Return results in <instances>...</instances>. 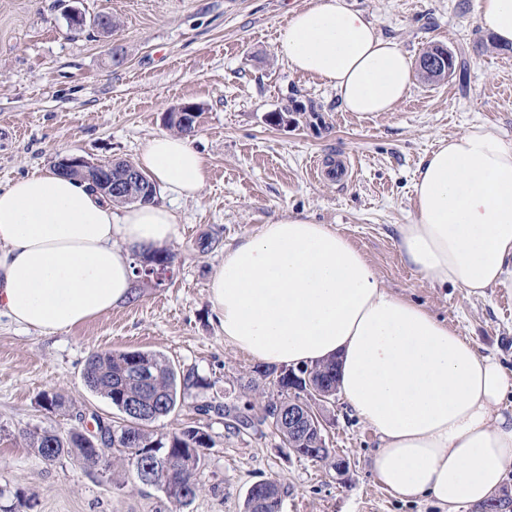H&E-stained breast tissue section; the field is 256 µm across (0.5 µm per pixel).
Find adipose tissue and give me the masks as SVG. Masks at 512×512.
<instances>
[{
  "label": "adipose tissue",
  "mask_w": 512,
  "mask_h": 512,
  "mask_svg": "<svg viewBox=\"0 0 512 512\" xmlns=\"http://www.w3.org/2000/svg\"><path fill=\"white\" fill-rule=\"evenodd\" d=\"M475 20L512 44V0H475ZM275 51L332 86L344 111L391 112L413 80L407 55L343 0H310ZM137 166L166 193L199 195L207 164L191 137H152ZM416 218L397 228L403 261L431 285L472 294L512 286V146L485 126L423 160ZM158 203L120 209L88 183L33 172L0 187V317L51 336L132 294L131 249L179 235ZM225 342L274 366L336 360L339 387L379 437L374 470L394 495L448 512L484 504L512 468V377L424 307L392 293L350 240L303 215L228 249L209 283Z\"/></svg>",
  "instance_id": "1"
}]
</instances>
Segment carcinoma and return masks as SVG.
I'll return each instance as SVG.
<instances>
[{
    "mask_svg": "<svg viewBox=\"0 0 512 512\" xmlns=\"http://www.w3.org/2000/svg\"><path fill=\"white\" fill-rule=\"evenodd\" d=\"M315 378L326 390L337 389L336 363L312 366ZM260 379L269 390L259 388L250 379L242 388L257 395L261 404L240 397H224V403L203 402L194 406L200 416L216 414L224 418L227 432L243 435L273 430L282 447L313 461H325L328 455L313 456L299 444L288 440V427L268 421L266 410L280 404L288 406L291 398L308 400L300 387L289 390L288 384L271 378L274 370L258 365ZM86 387L105 398L121 414V421L95 417L99 438L90 441L85 433L73 429L63 436L53 430L35 428L25 439L41 459L51 465L63 457L77 456L88 471H107L115 464L128 467L134 480L162 490L178 506L192 502L203 489L199 474L212 447L210 435L200 427L187 426L162 432L153 424L167 417L178 405V394L205 386L193 370L179 371L163 355L156 352L123 351L94 352L83 374ZM134 405L143 407L138 418L130 415ZM286 491L274 480L259 481L245 500L244 512H281Z\"/></svg>",
    "mask_w": 512,
    "mask_h": 512,
    "instance_id": "1",
    "label": "carcinoma"
}]
</instances>
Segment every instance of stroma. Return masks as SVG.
<instances>
[{
	"label": "stroma",
	"mask_w": 512,
	"mask_h": 512,
	"mask_svg": "<svg viewBox=\"0 0 512 512\" xmlns=\"http://www.w3.org/2000/svg\"><path fill=\"white\" fill-rule=\"evenodd\" d=\"M306 3L80 0L86 16L116 20L105 36L69 30L67 0H0L1 187L65 155L135 160L167 131L166 113L186 103L198 108L194 144L209 170L199 197L174 204L172 282L135 279V299L50 337L0 320V512H244L249 488L263 479L287 488L283 512H444L434 499L403 500L384 488L372 465L378 437L343 398L328 407L326 433L347 462L342 474L332 462L284 454L275 435L234 436L223 418L194 411L223 401L256 364L225 343L210 273L227 249L288 213L348 237L394 294L447 322L512 377L505 288L478 296L431 286L402 260L396 232L415 217L419 166L441 140L482 124L512 144V45L475 24V0H345L410 61L437 44L453 55L448 79L414 78L395 111L346 112L335 89L275 53L279 26ZM136 349L207 382L157 424L164 432L199 426L213 440L205 488L180 509L119 465L103 474L71 457L46 465L23 437L37 427L90 433L96 417L120 420L83 372L92 352ZM47 390L63 397V409L40 406Z\"/></svg>",
	"instance_id": "35a3bbf8"
}]
</instances>
